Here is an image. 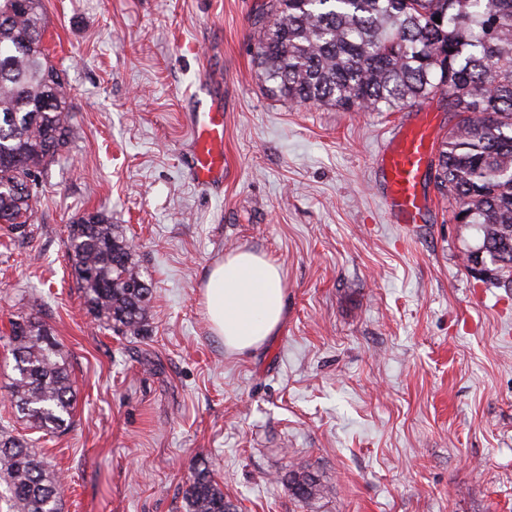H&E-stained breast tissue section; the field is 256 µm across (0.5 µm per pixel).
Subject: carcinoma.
<instances>
[{
    "instance_id": "1",
    "label": "carcinoma",
    "mask_w": 512,
    "mask_h": 512,
    "mask_svg": "<svg viewBox=\"0 0 512 512\" xmlns=\"http://www.w3.org/2000/svg\"><path fill=\"white\" fill-rule=\"evenodd\" d=\"M440 18L437 23L434 18ZM42 0H0V229L34 223L40 178L72 140V97L44 45ZM258 66L273 93L352 112L438 98L455 118L434 161L437 193L471 225L486 282L512 288V0H272L257 26ZM71 274L87 314L129 336L149 327L152 291L121 225L100 209L67 225ZM11 415L45 434L74 424L67 357L38 316L11 321ZM0 480L12 512H60L62 484L30 439L0 425ZM297 501L324 487L288 476ZM189 512H233L206 463L185 490Z\"/></svg>"
}]
</instances>
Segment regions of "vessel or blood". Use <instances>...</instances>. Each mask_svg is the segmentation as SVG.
Here are the masks:
<instances>
[{
  "label": "vessel or blood",
  "instance_id": "1",
  "mask_svg": "<svg viewBox=\"0 0 512 512\" xmlns=\"http://www.w3.org/2000/svg\"><path fill=\"white\" fill-rule=\"evenodd\" d=\"M191 118L193 150L188 165L198 182L220 188L224 182V114L201 97H194ZM434 118L402 124L379 151L382 200L397 224H419L428 212L423 168L435 144Z\"/></svg>",
  "mask_w": 512,
  "mask_h": 512
}]
</instances>
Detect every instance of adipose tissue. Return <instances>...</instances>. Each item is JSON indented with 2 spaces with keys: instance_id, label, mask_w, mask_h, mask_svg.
<instances>
[{
  "instance_id": "adipose-tissue-1",
  "label": "adipose tissue",
  "mask_w": 512,
  "mask_h": 512,
  "mask_svg": "<svg viewBox=\"0 0 512 512\" xmlns=\"http://www.w3.org/2000/svg\"><path fill=\"white\" fill-rule=\"evenodd\" d=\"M202 299L213 333L238 353L263 347L286 319L280 266L247 248L230 253L210 269Z\"/></svg>"
}]
</instances>
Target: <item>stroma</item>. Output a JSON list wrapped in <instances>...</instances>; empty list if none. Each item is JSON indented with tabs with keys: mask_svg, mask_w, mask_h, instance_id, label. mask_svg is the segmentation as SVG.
<instances>
[{
	"mask_svg": "<svg viewBox=\"0 0 512 512\" xmlns=\"http://www.w3.org/2000/svg\"><path fill=\"white\" fill-rule=\"evenodd\" d=\"M270 0H43L44 42L77 135L35 221L0 234V414L13 315L40 305L77 389L75 425L37 440L60 512H187L210 462L235 512H512V288L475 280L473 232L433 184L424 224L393 223L377 155L433 100L347 112L273 94L254 63ZM224 101L223 189L197 182L190 88ZM106 207L153 290L151 330L87 314L66 226ZM246 247L279 264L288 318L256 352L209 330L211 266ZM306 467L312 504L284 481ZM288 489L294 499L307 505L320 498L324 491L318 476L302 468L289 474Z\"/></svg>",
	"mask_w": 512,
	"mask_h": 512,
	"instance_id": "obj_1",
	"label": "stroma"
}]
</instances>
